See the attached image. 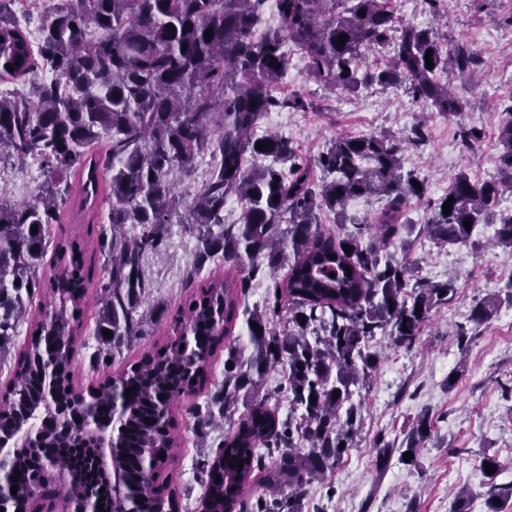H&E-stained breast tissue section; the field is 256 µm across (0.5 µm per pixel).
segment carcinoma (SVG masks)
<instances>
[{"label": "carcinoma", "instance_id": "cac0c4a2", "mask_svg": "<svg viewBox=\"0 0 512 512\" xmlns=\"http://www.w3.org/2000/svg\"><path fill=\"white\" fill-rule=\"evenodd\" d=\"M14 3L0 0V80L30 81L40 61L53 77L33 83L29 95L19 90L0 95V163L33 157L43 176L27 202L0 194V362L44 283L59 308L30 325L14 373L0 390V416L25 418L40 405L47 386L70 417L84 413L71 367L86 290L94 285L98 291V355H122L143 335L137 316L146 300L143 257L162 243L183 207L184 226L196 240L189 280L209 264L224 265L225 276L199 281L188 305L171 317L172 331L190 334L193 341H166L144 353L96 388L91 407L108 419L113 392L126 400L124 417L112 423L122 444L115 464L125 471L127 486L137 489L140 512L161 506L176 512L175 493L157 488L148 472L175 461L180 442L174 404L204 387L222 346L224 381L206 415L191 412L197 422L219 418L229 425L216 448L196 461L207 508L302 512L307 486L336 466L357 434L361 407L352 402L350 386L365 382L376 365L369 342L389 336L397 346L411 345L453 286L418 279L384 253L404 228L406 202L427 193L418 172L402 166V139L341 135L309 164L297 161L287 138L259 136L256 130L268 112L313 108L299 96L274 95L292 50L301 54L309 79L324 88L357 93L374 84L407 83L416 101L448 117L465 107L448 85V74H471L477 53L441 40L431 27L399 23L393 0H274L275 25L265 24L268 0H58L42 15L35 43L15 18ZM341 35L348 40L340 46ZM383 49L389 50L384 66L362 69V53ZM503 115L495 177L480 181L462 173L446 194L429 201L431 241L470 242L474 228L512 194V96ZM259 142L270 147L259 150ZM204 157L208 175L186 203L175 190L173 173H191ZM251 157H270L272 164L250 167ZM278 163L289 167L278 169ZM73 175L83 203L107 208V223L87 225L84 238L53 233L69 203ZM231 196L242 205L237 224L224 223ZM362 197L384 201L376 224L349 229L339 223L335 231L318 223L319 211L340 215L348 201ZM450 197L446 215L443 205ZM371 228L375 241L366 245L364 233ZM93 239L103 257L99 267L88 259ZM495 240L512 250V210L500 212ZM50 248L56 266L46 281L40 270ZM263 268L272 278V292L264 309L249 310L247 277L236 274ZM495 307L493 300L477 303L471 320L482 323ZM283 313L284 328L278 330L272 318ZM241 316L253 345L244 362L229 339ZM105 330L112 336H104ZM277 366L288 384L283 421L270 406L273 394L259 393ZM132 386L135 391L125 395ZM243 393L248 399L238 416ZM147 418L152 423H145ZM91 454L83 433L69 430L34 448L17 449L0 459V469L21 472L15 481L20 512L34 507L29 488L43 484L46 455L72 473L68 492L103 496L106 512H124L122 489L87 468ZM264 455L276 457L275 467L257 483L253 475ZM482 463L495 467L485 474V512H503L496 484L500 463L489 455ZM249 487L265 493L252 503L246 499ZM67 491L51 485L43 493L57 498Z\"/></svg>", "mask_w": 512, "mask_h": 512}]
</instances>
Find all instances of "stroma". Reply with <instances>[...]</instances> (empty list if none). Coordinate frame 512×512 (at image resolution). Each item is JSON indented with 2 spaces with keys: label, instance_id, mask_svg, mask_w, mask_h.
I'll list each match as a JSON object with an SVG mask.
<instances>
[{
  "label": "stroma",
  "instance_id": "1",
  "mask_svg": "<svg viewBox=\"0 0 512 512\" xmlns=\"http://www.w3.org/2000/svg\"><path fill=\"white\" fill-rule=\"evenodd\" d=\"M395 5L402 22L437 28L445 41L477 50L475 79L454 82L466 102L460 118L425 112L403 85L335 93L309 81L303 68L292 67L283 88L314 98L319 111H275L262 124L288 137L299 158L310 162L341 134L402 137L422 127L424 140L407 146L403 165L425 179L428 195L435 199L459 173L477 172L485 179L494 173L502 104L512 97V25L507 22L512 0H444L438 16L424 0H396ZM464 126L481 132L477 150L462 145L459 130ZM41 181L31 158L0 169V190L19 203L30 200ZM404 217L414 231L406 246L392 244L390 253L410 263L416 277L452 282L454 291L446 304L433 309L412 347L396 346L387 336L373 341L379 361L370 381L352 394L361 407L358 434L336 467L308 486L302 512H449L462 489L473 495L470 512H484L480 459L485 454L502 465L497 484L512 485V301L503 297L512 281V253L492 247L494 225H479L471 243L438 245L424 232L430 217L425 202L410 200ZM194 249V237L174 224L159 249L145 256L147 335L107 366L94 357L99 345L93 318L96 294L87 292L84 331L73 361L76 383L84 386L118 372L170 336V318L188 294L185 276ZM495 295L501 301L491 317L478 325L471 322L474 304ZM225 357L217 351L208 384L179 402L181 448L175 464L158 475L177 489L178 512H199L202 481L196 459L201 448L217 446L224 435L215 426L197 427L187 410L204 406L216 392L224 379ZM423 414L432 427L415 464L401 460L397 452L379 463V445L400 447Z\"/></svg>",
  "mask_w": 512,
  "mask_h": 512
}]
</instances>
